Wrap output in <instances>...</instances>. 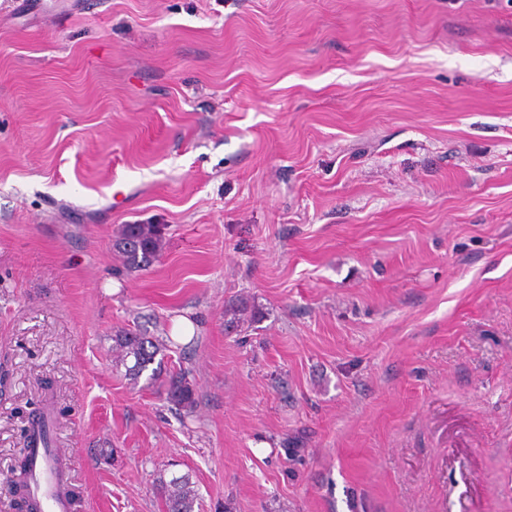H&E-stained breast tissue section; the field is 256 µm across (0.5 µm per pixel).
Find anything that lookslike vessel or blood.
<instances>
[{"label":"vessel or blood","instance_id":"obj_1","mask_svg":"<svg viewBox=\"0 0 512 512\" xmlns=\"http://www.w3.org/2000/svg\"><path fill=\"white\" fill-rule=\"evenodd\" d=\"M26 491L34 512H71L67 459L50 438L49 418L39 415L31 428Z\"/></svg>","mask_w":512,"mask_h":512}]
</instances>
